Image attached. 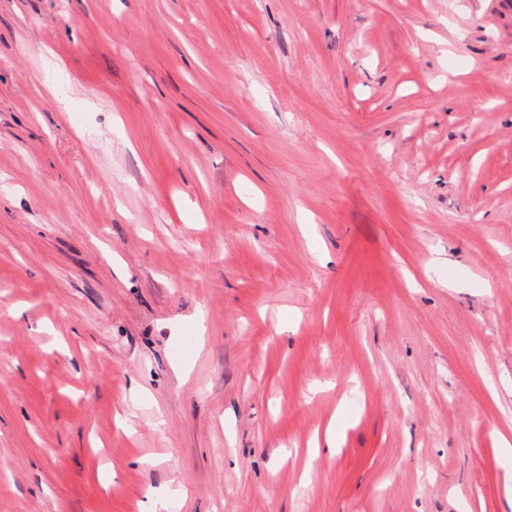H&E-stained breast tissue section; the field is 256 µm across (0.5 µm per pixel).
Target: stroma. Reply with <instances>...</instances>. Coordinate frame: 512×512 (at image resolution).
Here are the masks:
<instances>
[{"mask_svg":"<svg viewBox=\"0 0 512 512\" xmlns=\"http://www.w3.org/2000/svg\"><path fill=\"white\" fill-rule=\"evenodd\" d=\"M512 0H0V512H512Z\"/></svg>","mask_w":512,"mask_h":512,"instance_id":"obj_1","label":"stroma"}]
</instances>
